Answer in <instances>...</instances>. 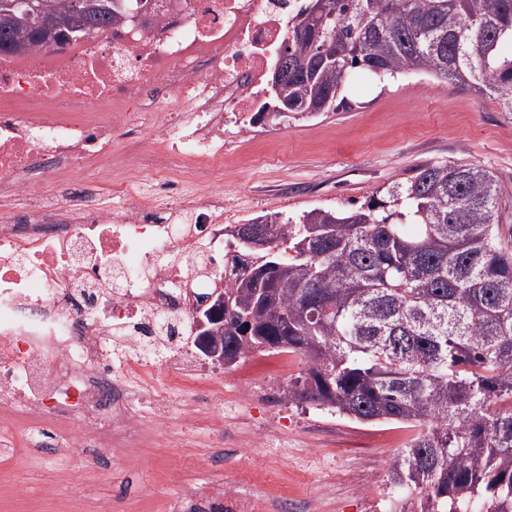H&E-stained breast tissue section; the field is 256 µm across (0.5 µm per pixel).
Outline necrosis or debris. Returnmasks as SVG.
<instances>
[{"label":"necrosis or debris","mask_w":512,"mask_h":512,"mask_svg":"<svg viewBox=\"0 0 512 512\" xmlns=\"http://www.w3.org/2000/svg\"><path fill=\"white\" fill-rule=\"evenodd\" d=\"M302 7L158 0L148 23L0 55V468L40 436L135 447L175 394L191 421L223 404L193 313L225 284L224 129L248 132Z\"/></svg>","instance_id":"necrosis-or-debris-1"}]
</instances>
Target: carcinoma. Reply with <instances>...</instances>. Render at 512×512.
I'll return each mask as SVG.
<instances>
[{
	"label": "carcinoma",
	"instance_id": "carcinoma-1",
	"mask_svg": "<svg viewBox=\"0 0 512 512\" xmlns=\"http://www.w3.org/2000/svg\"><path fill=\"white\" fill-rule=\"evenodd\" d=\"M151 0L95 9L73 30L72 0H43L44 28L0 14V55L104 32ZM302 10L279 59L275 124L346 109L352 73L425 74L492 91L512 112V0H328ZM502 187L472 164H429L350 210L247 220L272 246L226 235L224 365L254 352L300 356L284 389L350 420L411 437L389 480L403 512H512V246L495 224Z\"/></svg>",
	"mask_w": 512,
	"mask_h": 512
}]
</instances>
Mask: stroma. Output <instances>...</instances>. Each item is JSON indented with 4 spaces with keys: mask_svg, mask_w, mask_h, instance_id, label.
Segmentation results:
<instances>
[{
    "mask_svg": "<svg viewBox=\"0 0 512 512\" xmlns=\"http://www.w3.org/2000/svg\"><path fill=\"white\" fill-rule=\"evenodd\" d=\"M350 106L335 114L266 124L255 139L224 132V150L237 163L224 170V197L247 207L262 201L267 212L313 207L356 208L382 200L383 189L426 163L468 162L492 172L504 192L496 222L512 243V112L494 96L423 75L378 82L362 72L347 85ZM220 411L238 428L237 447L223 433L188 425L180 397L165 409V425L140 447L118 455L94 449L82 460L88 473L75 484L77 463L34 458L12 468L0 486V512H60L65 501L85 512L112 501V512H183L185 494L218 481L258 502L257 512H292L279 486L318 512H370L374 492L388 473L407 431L358 423L324 411L283 404L226 400ZM27 488L15 506L9 486Z\"/></svg>",
    "mask_w": 512,
    "mask_h": 512,
    "instance_id": "1",
    "label": "stroma"
}]
</instances>
